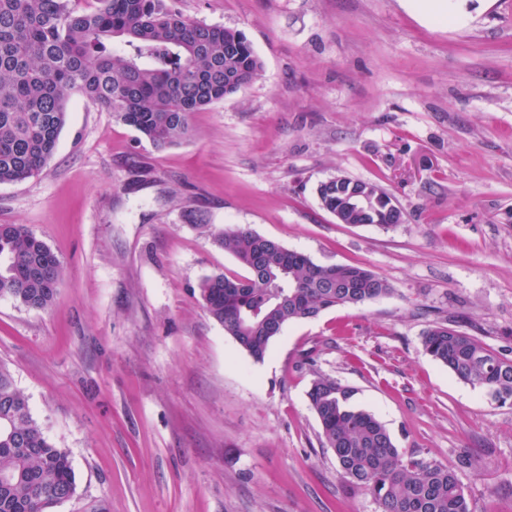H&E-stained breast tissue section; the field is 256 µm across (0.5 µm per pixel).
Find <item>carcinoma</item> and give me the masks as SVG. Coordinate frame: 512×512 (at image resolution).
<instances>
[{"instance_id": "1", "label": "carcinoma", "mask_w": 512, "mask_h": 512, "mask_svg": "<svg viewBox=\"0 0 512 512\" xmlns=\"http://www.w3.org/2000/svg\"><path fill=\"white\" fill-rule=\"evenodd\" d=\"M120 40L124 48L112 47ZM262 63L245 36L190 20L170 0H0V184L38 175L52 158L76 93L112 113L156 148L192 137L191 114L254 82ZM323 209L343 223L396 226L402 209L378 184L327 180ZM213 242L248 272L206 277L200 297L208 315L240 348L261 361L278 329L344 305L393 293L360 265H323L248 226L212 233ZM64 268L55 253L18 224H0V296L45 311ZM423 351L459 381L512 402V359L470 334L439 324ZM311 409L344 476L369 492L380 512H471L456 471L405 456L386 426L350 404L353 390L316 375ZM77 490L70 453L33 418L10 369L0 363V512H46Z\"/></svg>"}]
</instances>
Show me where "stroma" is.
<instances>
[{"mask_svg": "<svg viewBox=\"0 0 512 512\" xmlns=\"http://www.w3.org/2000/svg\"><path fill=\"white\" fill-rule=\"evenodd\" d=\"M174 4L244 33L260 77L164 150L72 95L43 171L0 184V224L64 266L50 310L0 297V363L73 461L52 512H379L322 445L319 373L405 455L457 470L472 512H512V404L422 348L454 319L512 358V8L449 0L439 24L411 0ZM338 175L381 185L403 222L338 223L317 195ZM230 224L393 292L289 324L253 361L198 294L245 274L211 238Z\"/></svg>", "mask_w": 512, "mask_h": 512, "instance_id": "1", "label": "stroma"}]
</instances>
